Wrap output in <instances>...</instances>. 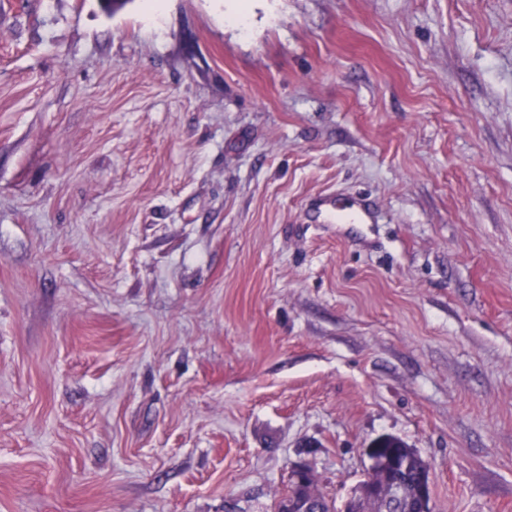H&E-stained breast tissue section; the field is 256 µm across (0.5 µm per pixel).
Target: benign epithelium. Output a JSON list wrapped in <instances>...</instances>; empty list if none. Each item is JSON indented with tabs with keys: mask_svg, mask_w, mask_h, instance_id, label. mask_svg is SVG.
Returning <instances> with one entry per match:
<instances>
[{
	"mask_svg": "<svg viewBox=\"0 0 512 512\" xmlns=\"http://www.w3.org/2000/svg\"><path fill=\"white\" fill-rule=\"evenodd\" d=\"M394 436L383 434L365 448L371 477L359 484L354 496L357 512H431V470L429 463L414 452L406 458L381 454L380 447L392 442ZM421 461L422 478L419 484L408 490L401 480L412 459Z\"/></svg>",
	"mask_w": 512,
	"mask_h": 512,
	"instance_id": "1",
	"label": "benign epithelium"
}]
</instances>
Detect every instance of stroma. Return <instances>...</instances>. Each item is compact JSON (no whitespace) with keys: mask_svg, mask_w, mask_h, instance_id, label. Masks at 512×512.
Masks as SVG:
<instances>
[{"mask_svg":"<svg viewBox=\"0 0 512 512\" xmlns=\"http://www.w3.org/2000/svg\"><path fill=\"white\" fill-rule=\"evenodd\" d=\"M246 3L0 0V512H512V0ZM330 219L340 224H369L371 215L367 208L360 202H353L345 208H340L333 199L323 202ZM395 436L383 434L372 440L364 452L369 461L368 472L373 475L359 484L354 501L359 512H431V470L429 463L417 452L406 458L383 456L380 448ZM421 461L422 478L412 490L401 480L411 460ZM397 508L396 511L390 509Z\"/></svg>","mask_w":512,"mask_h":512,"instance_id":"stroma-1","label":"stroma"}]
</instances>
